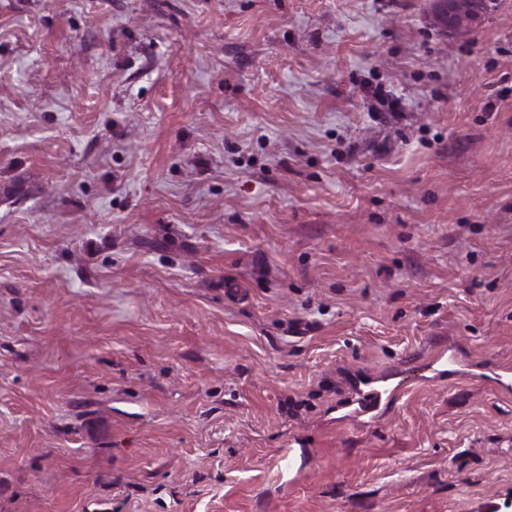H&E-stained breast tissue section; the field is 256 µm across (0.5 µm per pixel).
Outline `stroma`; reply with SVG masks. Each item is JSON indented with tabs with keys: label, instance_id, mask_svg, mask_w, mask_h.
<instances>
[{
	"label": "stroma",
	"instance_id": "1",
	"mask_svg": "<svg viewBox=\"0 0 512 512\" xmlns=\"http://www.w3.org/2000/svg\"><path fill=\"white\" fill-rule=\"evenodd\" d=\"M490 5L0 0V512H512ZM444 0L434 1L433 14L437 25L448 34V30L462 24L473 11V6L477 3L475 0H455L452 14L448 17V5ZM357 395L355 406L345 415L350 420L364 425L371 424L392 400L391 393L385 389H357Z\"/></svg>",
	"mask_w": 512,
	"mask_h": 512
}]
</instances>
